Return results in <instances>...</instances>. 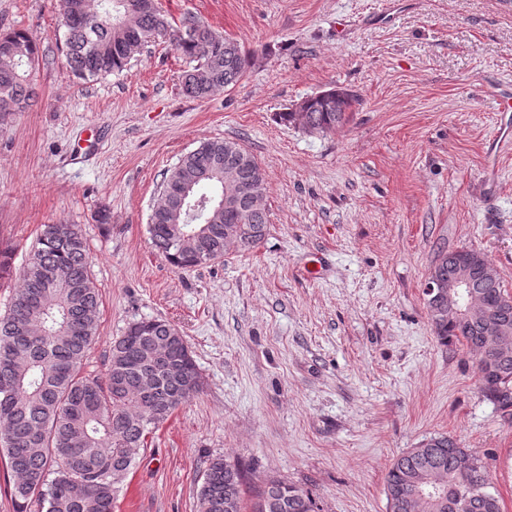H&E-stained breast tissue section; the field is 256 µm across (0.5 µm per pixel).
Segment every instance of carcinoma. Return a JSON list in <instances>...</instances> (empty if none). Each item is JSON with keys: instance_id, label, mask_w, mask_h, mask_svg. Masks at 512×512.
<instances>
[{"instance_id": "1", "label": "carcinoma", "mask_w": 512, "mask_h": 512, "mask_svg": "<svg viewBox=\"0 0 512 512\" xmlns=\"http://www.w3.org/2000/svg\"><path fill=\"white\" fill-rule=\"evenodd\" d=\"M61 0L66 60L84 80L127 67L150 42L166 41L192 63L183 91L206 98L236 84L248 55L235 40L186 15L174 24L156 0ZM39 48L28 33H0V127L34 106L38 92L33 71ZM356 99L332 89L299 105L310 129L328 134L349 120ZM240 143L213 139L183 155L162 184L161 201L150 216L153 246L176 270L199 263L191 245L201 239L205 252L219 260L232 210L211 203L193 210L182 203L185 185L198 195L216 193L224 165H236ZM250 235L237 241L249 250L260 244L268 226L261 205L246 214ZM15 278L20 287L0 316V451L14 478L17 512H112L115 494L134 466L128 448H142L147 437L202 383L195 361L184 359L187 342L169 323L142 319L130 324L111 348L105 379L83 373L95 340L100 296L92 279L86 242L77 224H45L39 247L20 272L0 250V281ZM475 291L488 310L502 309L501 279L479 281ZM438 340L460 343L477 360L480 389L503 415L512 417V305L503 319L495 353L480 334L481 321L455 322L429 314ZM98 475L106 493L73 494L70 487ZM389 512H503L490 473L476 453L446 434L434 435L397 456L386 477ZM197 512H315L311 495L284 480L269 479L251 508L244 504L243 474L223 458L209 463L197 492Z\"/></svg>"}]
</instances>
